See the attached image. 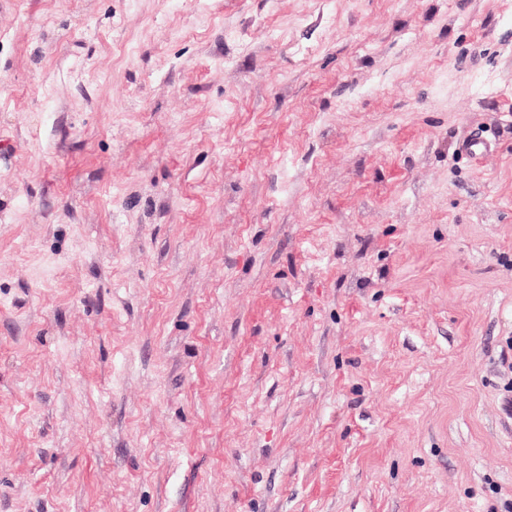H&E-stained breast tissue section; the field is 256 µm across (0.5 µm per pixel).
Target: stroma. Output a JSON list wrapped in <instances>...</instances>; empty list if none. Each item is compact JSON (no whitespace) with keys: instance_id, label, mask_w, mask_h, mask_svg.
<instances>
[{"instance_id":"1","label":"stroma","mask_w":512,"mask_h":512,"mask_svg":"<svg viewBox=\"0 0 512 512\" xmlns=\"http://www.w3.org/2000/svg\"><path fill=\"white\" fill-rule=\"evenodd\" d=\"M511 505L512 0H0V512Z\"/></svg>"}]
</instances>
